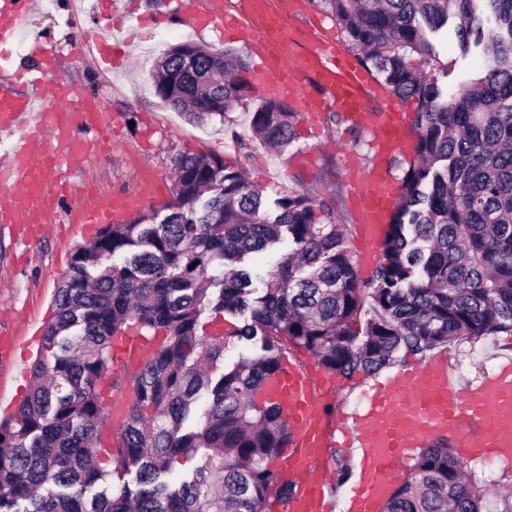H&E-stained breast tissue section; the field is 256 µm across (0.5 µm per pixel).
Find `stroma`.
<instances>
[{"instance_id":"stroma-1","label":"stroma","mask_w":512,"mask_h":512,"mask_svg":"<svg viewBox=\"0 0 512 512\" xmlns=\"http://www.w3.org/2000/svg\"><path fill=\"white\" fill-rule=\"evenodd\" d=\"M190 8L231 14L235 0H33L30 29L53 50L56 75L101 103L103 123L84 131L90 153L64 173L77 193L52 215L45 235L24 237L0 224V334L14 338L12 350L0 356L1 415L12 411L28 391L30 367L54 313L55 291L74 249L93 239L91 216L118 193L132 201L128 218L163 211L173 198L171 160L176 154L223 159L245 173L268 205L293 192L312 194L318 214L333 212L342 224L343 247L360 283L368 284L374 273L364 260L349 168L353 160L363 168L372 164L369 132L330 110L315 121H300L295 138L281 152L252 134L251 114L262 98L258 90L203 124L188 122L156 95L150 73L170 46L193 42L213 51L233 50L250 66L257 60L251 44L227 40L213 26L197 31L186 25ZM109 23L125 58L106 71L98 63L94 40ZM432 43L433 72L449 91L480 76L481 50L462 53L454 25L440 30ZM444 354L452 375L474 384L494 369L499 355H512V338L455 343Z\"/></svg>"}]
</instances>
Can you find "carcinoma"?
I'll use <instances>...</instances> for the list:
<instances>
[{"mask_svg":"<svg viewBox=\"0 0 512 512\" xmlns=\"http://www.w3.org/2000/svg\"><path fill=\"white\" fill-rule=\"evenodd\" d=\"M345 46L397 97L416 101L414 159L361 287L331 212L307 193L264 211L259 191L224 160L177 154L175 196L157 222L142 214L106 224L75 249L55 294L43 355L28 393L0 418V512H266L269 492L292 484L272 468L290 438L280 407L257 401L281 370L285 343L333 375H375L403 351L420 359L454 342L512 336V0H317ZM457 19L463 53L481 48L483 73L454 96L424 70L428 33ZM191 52L195 63L185 64ZM230 50L169 47L151 73L156 94L192 123L224 116L249 89ZM299 114L265 99L252 115L264 143L285 150ZM288 241L263 296L252 294L251 253ZM250 310L231 332L260 353L219 378L226 314ZM212 312L204 324L201 315ZM365 317L364 330L351 329ZM160 338L131 372L135 399L106 435L104 398L115 342L130 331ZM208 401L195 423L201 394ZM208 451L189 481L162 480L181 456ZM330 455L336 485L350 470ZM105 465L99 466V458ZM135 471L136 489L112 492V473ZM104 484L88 498L86 489ZM380 512H512V493L488 497L446 439L423 449Z\"/></svg>","mask_w":512,"mask_h":512,"instance_id":"obj_1","label":"carcinoma"}]
</instances>
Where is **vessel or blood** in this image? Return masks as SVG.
Instances as JSON below:
<instances>
[{
    "mask_svg": "<svg viewBox=\"0 0 512 512\" xmlns=\"http://www.w3.org/2000/svg\"><path fill=\"white\" fill-rule=\"evenodd\" d=\"M304 7V0H238L225 24L256 44L254 76L262 94L288 100L300 113L332 108L373 133L375 165L352 178L363 245L371 251L397 199L389 156L410 145L411 116L391 100L368 108L370 75L337 41L306 28L283 35L287 20ZM28 12L27 0H0V46L26 37L30 51L42 54L46 71H53L52 53L30 34ZM24 83L29 93L0 94V222L41 225L61 197L62 168L89 153L75 138V128H96L101 108L62 78L48 83L34 76ZM310 83L319 95L305 92ZM332 389L328 380L295 362L268 388L291 433L277 463L294 483L284 512H375L409 450L447 431L455 434L460 456L512 460V357L502 358L475 385L461 384L441 360L415 363L369 386L363 404L339 420L325 411ZM334 445L348 449L356 461V479L342 505L325 473L326 450Z\"/></svg>",
    "mask_w": 512,
    "mask_h": 512,
    "instance_id": "obj_1",
    "label": "vessel or blood"
}]
</instances>
